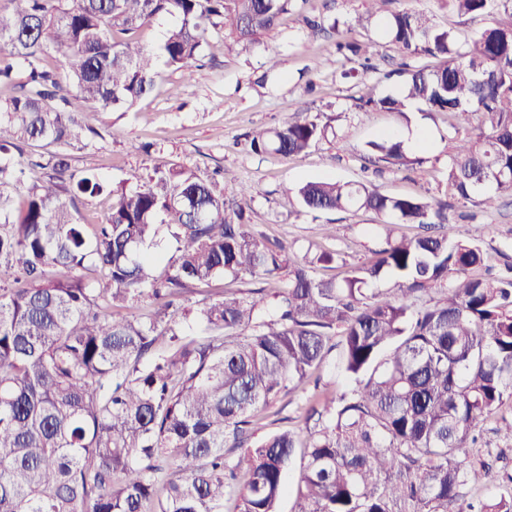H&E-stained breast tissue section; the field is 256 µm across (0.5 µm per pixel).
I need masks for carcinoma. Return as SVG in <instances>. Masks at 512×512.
I'll list each match as a JSON object with an SVG mask.
<instances>
[{
    "label": "carcinoma",
    "mask_w": 512,
    "mask_h": 512,
    "mask_svg": "<svg viewBox=\"0 0 512 512\" xmlns=\"http://www.w3.org/2000/svg\"><path fill=\"white\" fill-rule=\"evenodd\" d=\"M461 14L506 16L460 41L424 12L380 21L384 38L434 68H405L392 94L358 107L446 112V196L487 211L512 198V0H445ZM290 0H5L0 5V512H278L294 449L306 448L295 512H512V472L471 460L479 424L512 402V265L497 276L479 244L448 222V202L384 195L364 183L310 181L313 211L375 213L385 247L339 280L314 261L224 217V186L156 167L135 188L72 172L101 137L92 112H126L155 88L161 64L201 67L210 28L253 42ZM169 26L153 50L140 32ZM336 43L371 68L369 45ZM63 58L51 63V52ZM478 124L471 125V118ZM336 136L298 111L255 135L257 152L296 156ZM50 148L47 162L11 151ZM398 169L421 163L403 141L369 143ZM49 170L25 184L27 169ZM26 185L21 207L13 192ZM105 195L99 224L78 202ZM398 224L428 233L398 236ZM175 242L164 273L145 248L159 226ZM221 274L274 280L195 301L203 335L178 312L194 285ZM389 279L392 286L372 291ZM146 316L135 313L145 298ZM127 311L112 315V309ZM353 382L337 392L316 373ZM314 426L252 439L255 413L306 391ZM238 449L232 460L225 449ZM484 493L467 499L464 488Z\"/></svg>",
    "instance_id": "1"
}]
</instances>
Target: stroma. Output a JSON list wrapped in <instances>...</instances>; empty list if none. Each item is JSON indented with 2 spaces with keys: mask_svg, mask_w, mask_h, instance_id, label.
<instances>
[{
  "mask_svg": "<svg viewBox=\"0 0 512 512\" xmlns=\"http://www.w3.org/2000/svg\"><path fill=\"white\" fill-rule=\"evenodd\" d=\"M405 7L426 12L464 39L488 23L484 17L449 12L444 0H387L382 10ZM366 10L365 0H291L278 25L253 45L234 42L223 29L212 30L205 65L193 78L160 68L156 90L129 111L89 114V123L103 137L75 154L73 171H91L115 185L135 182L157 166L200 175L222 168L226 217L245 210L253 234L280 241L297 257L313 259L317 277L342 278L349 267L374 259L381 248L378 217L365 211H310L295 187L307 181H362L390 196L439 200L444 198L450 149L447 113L412 112L402 118L357 108L364 86L376 84L386 93L399 87L394 71L401 62L435 63L428 56L405 58L381 39L379 17H367ZM359 18L364 21L362 40L374 43L372 69L343 78L351 63L341 58L332 67L315 70L316 61L333 46L329 26L342 30ZM298 110L332 118L336 139L296 157L251 149L255 131L281 125ZM413 129L421 140L406 149L417 157L416 165L396 169L369 162L370 142L385 132L399 136ZM242 184L249 189L244 199L235 193ZM471 210L464 201H448L450 223L481 245L487 265L502 267L512 258V199L504 200L496 213L473 220L468 217ZM322 252L332 253L333 262H317ZM306 404V393L282 395L255 422V438L276 430L305 435Z\"/></svg>",
  "mask_w": 512,
  "mask_h": 512,
  "instance_id": "obj_1",
  "label": "stroma"
}]
</instances>
